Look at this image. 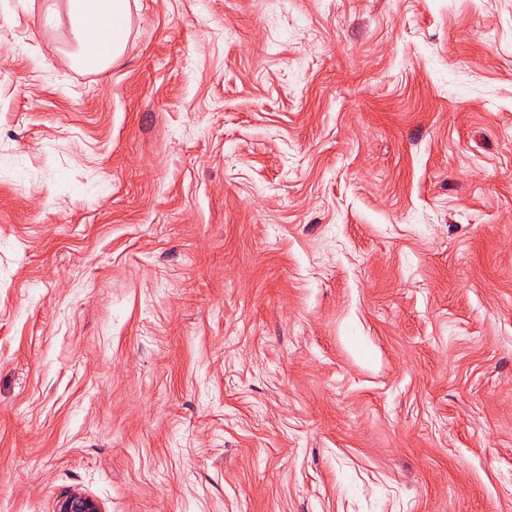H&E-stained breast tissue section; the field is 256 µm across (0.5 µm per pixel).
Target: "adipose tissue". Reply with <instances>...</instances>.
Listing matches in <instances>:
<instances>
[{
	"instance_id": "ef3b65f1",
	"label": "adipose tissue",
	"mask_w": 512,
	"mask_h": 512,
	"mask_svg": "<svg viewBox=\"0 0 512 512\" xmlns=\"http://www.w3.org/2000/svg\"><path fill=\"white\" fill-rule=\"evenodd\" d=\"M71 40L93 55L91 72L107 71L123 53L130 29L128 0H66Z\"/></svg>"
}]
</instances>
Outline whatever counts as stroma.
I'll return each mask as SVG.
<instances>
[{
    "instance_id": "1",
    "label": "stroma",
    "mask_w": 512,
    "mask_h": 512,
    "mask_svg": "<svg viewBox=\"0 0 512 512\" xmlns=\"http://www.w3.org/2000/svg\"><path fill=\"white\" fill-rule=\"evenodd\" d=\"M0 0V512H512V0ZM66 6L71 40L77 49L70 54L71 61L92 54L96 60L89 70L104 73L122 55L127 43L128 0H67ZM54 512H103V510L97 499L76 488L56 501Z\"/></svg>"
}]
</instances>
